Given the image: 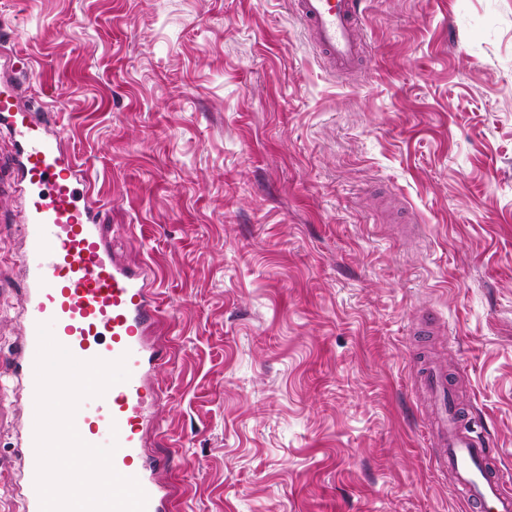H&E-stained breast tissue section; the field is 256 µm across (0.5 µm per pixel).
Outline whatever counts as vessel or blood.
<instances>
[{"label":"vessel or blood","instance_id":"b4317fda","mask_svg":"<svg viewBox=\"0 0 512 512\" xmlns=\"http://www.w3.org/2000/svg\"><path fill=\"white\" fill-rule=\"evenodd\" d=\"M316 50L331 67L353 70L361 55L357 27L362 0H294ZM0 133L15 154L0 162V189L23 201L21 222L29 249L22 254L25 312L23 337L13 355L28 395L36 393L38 327L50 324L55 340L78 360L125 359L129 377L103 396L82 400L75 427L88 444L115 445L112 463L136 478L147 495L146 512H173L169 490L158 478L164 464L144 452L147 407L155 398L147 374L163 353L147 339L163 317L157 275L133 269L111 253L99 231L95 186L61 145V130L22 110L11 90L0 88ZM417 378L430 398L429 443L434 466L448 489L467 500L472 512H512L508 475L489 465L490 439L480 422L464 415L448 373L421 362ZM21 455L27 464L20 493L24 512H40L35 487V431L27 429Z\"/></svg>","mask_w":512,"mask_h":512}]
</instances>
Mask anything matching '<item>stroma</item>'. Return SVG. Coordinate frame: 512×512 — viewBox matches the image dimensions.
Segmentation results:
<instances>
[{
	"mask_svg": "<svg viewBox=\"0 0 512 512\" xmlns=\"http://www.w3.org/2000/svg\"><path fill=\"white\" fill-rule=\"evenodd\" d=\"M357 76L293 0H0L23 103L160 273L150 458L176 512H470L430 463L435 345L512 469V0H366ZM21 201L0 196V477L19 468Z\"/></svg>",
	"mask_w": 512,
	"mask_h": 512,
	"instance_id": "35a3bbf8",
	"label": "stroma"
}]
</instances>
